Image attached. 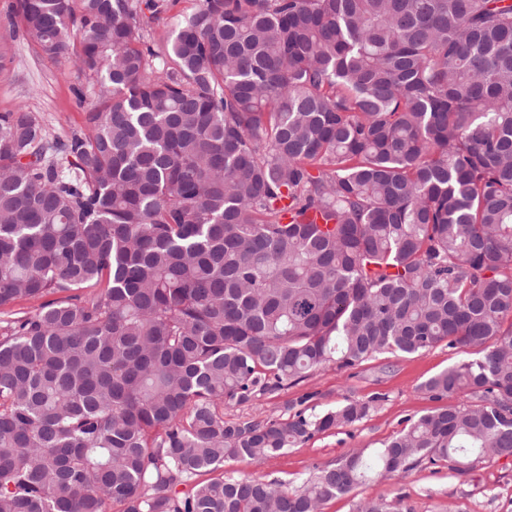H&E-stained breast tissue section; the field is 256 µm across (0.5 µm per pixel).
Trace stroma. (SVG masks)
<instances>
[{
	"mask_svg": "<svg viewBox=\"0 0 512 512\" xmlns=\"http://www.w3.org/2000/svg\"><path fill=\"white\" fill-rule=\"evenodd\" d=\"M11 2L0 0V51L5 54L0 63V112L25 109L42 122L50 140L66 139L86 126L92 103L78 101L74 89L89 78L77 66L45 56L12 35L6 19ZM460 358L458 350L442 343L418 356L385 354L349 369L331 365L277 392L225 406V419L265 421L303 406L319 412L331 409L348 397L377 400L370 414L351 426L315 435L259 464L247 459L227 463L224 471L237 476L261 474L294 488L315 468L334 463L351 450L379 448L420 416L456 404V396L435 399L421 385ZM395 496L402 497L405 512H512V456L487 459L466 477L444 465L417 467L367 482L356 497L331 499L323 512H352L354 499Z\"/></svg>",
	"mask_w": 512,
	"mask_h": 512,
	"instance_id": "stroma-1",
	"label": "stroma"
}]
</instances>
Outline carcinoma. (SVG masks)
Returning a JSON list of instances; mask_svg holds the SVG:
<instances>
[{
	"label": "carcinoma",
	"mask_w": 512,
	"mask_h": 512,
	"mask_svg": "<svg viewBox=\"0 0 512 512\" xmlns=\"http://www.w3.org/2000/svg\"><path fill=\"white\" fill-rule=\"evenodd\" d=\"M169 2L10 5L94 103L62 142L0 113V308L57 295L0 319V512H320L512 456V0H197L161 46ZM443 342L420 389L461 404L298 489L224 476L379 397L224 406Z\"/></svg>",
	"instance_id": "obj_1"
}]
</instances>
